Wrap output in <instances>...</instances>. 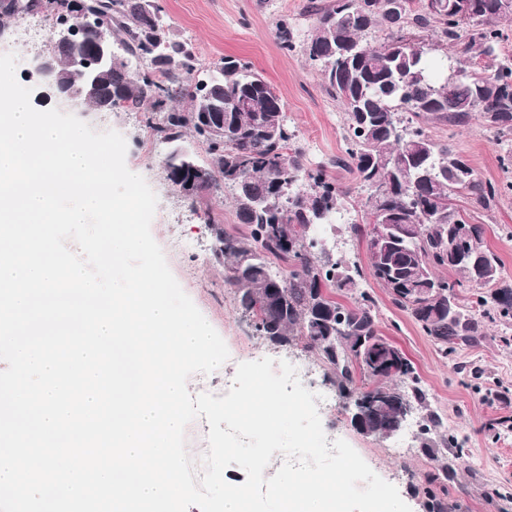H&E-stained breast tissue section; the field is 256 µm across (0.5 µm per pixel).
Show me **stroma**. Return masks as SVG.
<instances>
[{
    "mask_svg": "<svg viewBox=\"0 0 512 512\" xmlns=\"http://www.w3.org/2000/svg\"><path fill=\"white\" fill-rule=\"evenodd\" d=\"M312 0H160L165 20L174 38L191 40L197 58L212 65L232 56L262 73L281 97L289 126L306 169L325 168L345 191L342 210L346 223L334 225L329 251L340 259L338 242L351 244V254L365 260L364 242L352 237L350 225L360 223L365 191L347 170L336 167V156L345 149L346 117L343 107L325 89L317 67L306 58L305 47L315 33L317 17ZM293 34V50L278 40L280 25ZM143 110L117 108L110 112H83L80 120L94 130H113L127 142L126 166L141 175L158 198L151 234L161 247L167 265L182 290L225 342L228 360L209 374L192 375L191 394L203 392L223 397L229 379L242 362L265 357L307 367L304 387L323 383V370L301 348L275 349L257 337L242 319L235 296L224 282V267L213 254V224L242 236L229 194L216 192L198 203L185 201L166 179L163 161L170 146L145 144ZM424 126L437 140L453 143L484 180L499 184L512 180L501 158L505 152L495 127L473 117L464 127L428 120ZM471 221L484 225L485 238L504 264V275L512 282V193L500 196L491 210H477L460 200ZM359 291L378 301L383 334L413 362L423 390L445 430L463 440L462 451L423 448L421 431H399L377 440L359 434L351 425L344 405L320 410L328 440L346 441L383 480L395 485L411 512H424L421 491L441 465H448L447 480L437 492L448 504V512H512V323L485 320L480 344L451 356L442 355L407 311L395 307L387 292L373 279L361 281Z\"/></svg>",
    "mask_w": 512,
    "mask_h": 512,
    "instance_id": "35a3bbf8",
    "label": "stroma"
}]
</instances>
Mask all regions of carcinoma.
I'll return each mask as SVG.
<instances>
[{
    "label": "carcinoma",
    "mask_w": 512,
    "mask_h": 512,
    "mask_svg": "<svg viewBox=\"0 0 512 512\" xmlns=\"http://www.w3.org/2000/svg\"><path fill=\"white\" fill-rule=\"evenodd\" d=\"M404 28L432 32L438 41L457 47L459 59L448 66L449 74L434 77L426 65L427 44L412 36L389 34L374 47L367 36L388 28L389 0H328L317 9L318 26L306 47L307 59L320 67L331 95L346 112L345 156L336 165L354 174L367 193L362 223L350 225L351 233L366 246L367 265L358 261H334L311 235L317 224H331L343 193L323 171L304 168L301 152L293 147L284 104L264 76L239 59L226 57L209 70L207 79L220 90L219 111L224 113V136L204 130L192 109L175 108L178 98L195 97L198 72L192 48L164 28L167 42L165 63L138 77L121 67L103 71L99 77L98 106L116 96L115 104L137 108L148 105L145 127L169 142H179L189 130L206 147L212 163L209 180L201 185L197 200L220 188L232 191L239 222L249 236L235 237L214 225V255L224 264L225 283L232 284L238 264L250 261V285L237 295L242 317L260 319L254 335L275 347H290L303 340L324 366V379L345 402L353 396L367 397L383 391L386 408L375 425L379 437H390L402 426L400 408L418 405L425 411L423 447L458 448L454 435L442 433V423L431 409L420 377L402 351L391 369L370 372L348 361L338 348V360L326 358L305 326L317 316L321 302L336 308L343 328L342 338L382 336L378 303L367 292L351 302L339 296L365 276L385 288L397 307L410 312L423 333L443 355L473 347L485 336L476 312L512 321V301L501 302L498 291L512 293L503 283V263L485 243V227L477 233L472 248L481 255L482 276L491 290L467 301L456 292L453 304L438 300L418 306L406 288H433L438 282L464 287L474 277L463 265L448 262V233L467 219L456 207L454 196L466 195L476 208L490 209L500 194L497 185L481 179L454 145L432 139L420 126L421 119H435L452 126L469 122L473 113L487 117L492 110L508 111L497 124L498 134L512 136V66L494 64L503 39L498 24L512 20V6L496 0H467L464 15L455 10L431 9L426 0H404ZM92 23L84 29L87 41L102 34L118 35L126 55L144 60L150 55L146 43L154 35L162 8L146 10L142 0H90ZM57 83L80 87V66L63 51L55 53ZM240 173L249 180L241 192L232 179ZM292 185L288 196H304L293 203L287 196H273L274 181ZM286 263L282 272L287 285V306L271 310L266 300L274 287L267 273L272 261ZM446 269L451 276L439 271ZM425 512H447L448 504L432 488L423 489Z\"/></svg>",
    "instance_id": "carcinoma-1"
}]
</instances>
